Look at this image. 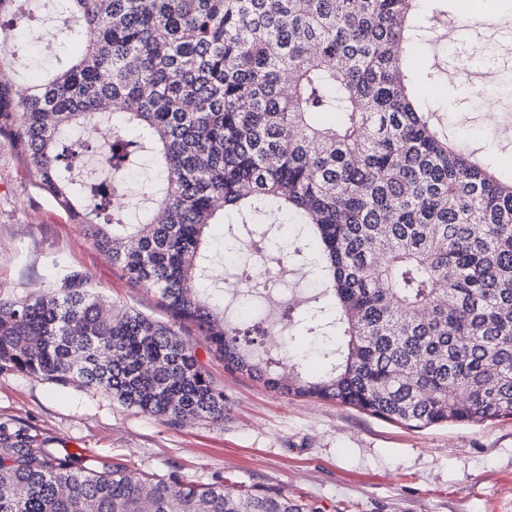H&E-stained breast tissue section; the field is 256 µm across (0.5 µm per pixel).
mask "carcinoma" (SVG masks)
Masks as SVG:
<instances>
[{
  "label": "carcinoma",
  "mask_w": 512,
  "mask_h": 512,
  "mask_svg": "<svg viewBox=\"0 0 512 512\" xmlns=\"http://www.w3.org/2000/svg\"><path fill=\"white\" fill-rule=\"evenodd\" d=\"M66 2L83 54L21 96L0 80V129L171 320L114 312L71 271L38 296L0 298V370L101 391L175 428L221 422L224 391L183 336L192 325L224 369L286 397L415 431L512 419V180L457 149L415 97L420 0ZM94 118L112 119L101 166L149 155L166 173L134 224L122 182L95 202L73 173L69 131ZM226 210L243 224L301 217L328 296L303 318L320 373L281 370L213 304L204 236ZM126 471L0 423V512H322L275 487Z\"/></svg>",
  "instance_id": "1"
}]
</instances>
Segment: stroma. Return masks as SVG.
<instances>
[{"label":"stroma","instance_id":"1","mask_svg":"<svg viewBox=\"0 0 512 512\" xmlns=\"http://www.w3.org/2000/svg\"><path fill=\"white\" fill-rule=\"evenodd\" d=\"M462 0H424L443 7L434 32L447 41L419 45L415 72L421 99L462 145L477 151L503 179L512 178V133L492 125L499 104L512 105V0H496L495 28L473 19L456 28ZM478 41L484 51L470 56ZM13 80L18 91L30 72L53 68L55 50L27 39ZM465 69L487 75L483 96H473L448 74ZM73 160L100 182L105 144L92 126L74 128ZM72 270L86 275L109 303L165 321L153 291L130 285L95 248L81 226L35 185L9 130L0 131V298L38 295ZM185 337L224 392V419L181 428L122 406L99 391L57 387L41 378L0 371V422L25 426L40 438L66 442L90 460L120 461L132 478L178 471L210 482L223 475L244 485L283 488L323 505L324 512H512V421L411 431L385 420L315 399L285 397L247 376L230 373L196 329Z\"/></svg>","mask_w":512,"mask_h":512}]
</instances>
